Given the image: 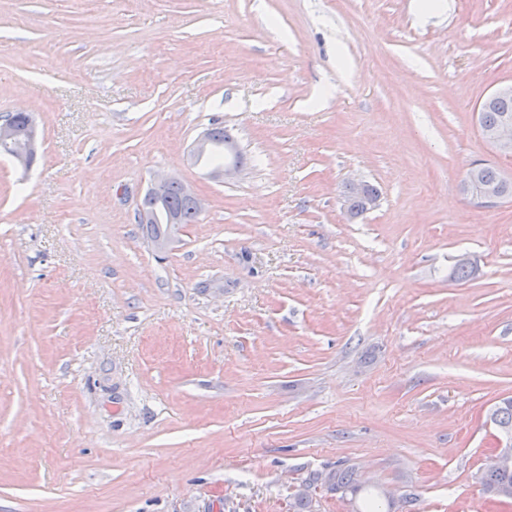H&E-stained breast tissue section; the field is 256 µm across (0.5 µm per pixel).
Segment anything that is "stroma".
Returning a JSON list of instances; mask_svg holds the SVG:
<instances>
[{
	"label": "stroma",
	"mask_w": 512,
	"mask_h": 512,
	"mask_svg": "<svg viewBox=\"0 0 512 512\" xmlns=\"http://www.w3.org/2000/svg\"><path fill=\"white\" fill-rule=\"evenodd\" d=\"M512 0H0V512H294L311 471L359 498L512 512L477 476L512 397ZM223 126L231 177L190 147ZM205 201L165 252L154 175ZM378 205L348 220V181ZM466 252L480 270L448 278ZM511 92L512 84L497 88L491 93L496 96L487 97L478 110L480 122L485 126H492L485 127L479 124L483 138L500 154L508 157H512V119H502L505 116L512 117ZM506 93L511 94L500 95ZM23 116L24 112H16L5 117L1 116L0 120L13 118L21 127L25 126ZM27 118V133L23 143L19 141L21 132L12 120H1L0 123V147L8 149L10 157L23 169H29L35 163L39 142L38 126L31 115L28 114ZM476 175L477 166L474 165L469 169L463 180V185L467 186V188H474L472 191L467 192L466 195L469 196L475 205L482 208H492L499 206L507 200H511V198H507L506 194L497 188L478 185ZM319 483L332 492H341V497L347 493L356 495L360 490L356 471L352 467H336L328 473L312 475L306 482L307 488L316 487Z\"/></svg>",
	"instance_id": "1"
}]
</instances>
